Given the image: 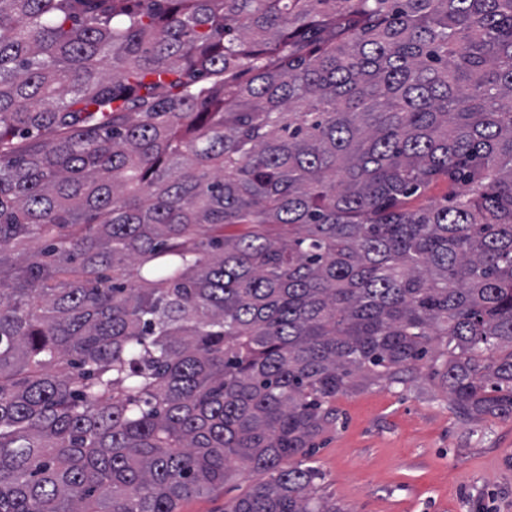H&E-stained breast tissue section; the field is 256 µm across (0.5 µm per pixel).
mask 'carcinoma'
<instances>
[{
	"mask_svg": "<svg viewBox=\"0 0 512 512\" xmlns=\"http://www.w3.org/2000/svg\"><path fill=\"white\" fill-rule=\"evenodd\" d=\"M425 358L512 416V0H0V512H341ZM245 485L244 482L229 483L208 495L190 497L182 501L178 512H222L224 504L236 498Z\"/></svg>",
	"mask_w": 512,
	"mask_h": 512,
	"instance_id": "cac0c4a2",
	"label": "carcinoma"
}]
</instances>
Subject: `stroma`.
Returning <instances> with one entry per match:
<instances>
[{"instance_id": "1", "label": "stroma", "mask_w": 512, "mask_h": 512, "mask_svg": "<svg viewBox=\"0 0 512 512\" xmlns=\"http://www.w3.org/2000/svg\"><path fill=\"white\" fill-rule=\"evenodd\" d=\"M334 406L309 464L344 512H512V418L459 416L428 364Z\"/></svg>"}]
</instances>
